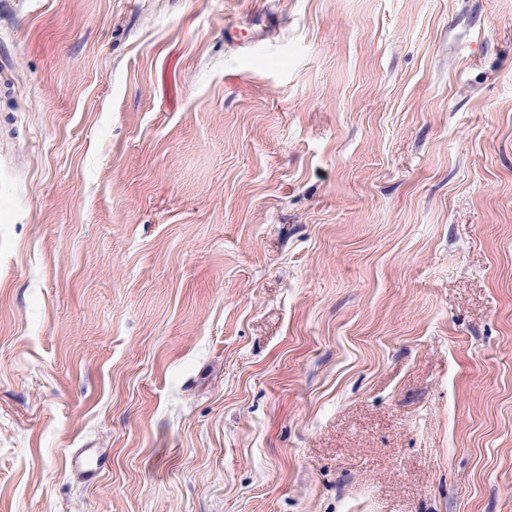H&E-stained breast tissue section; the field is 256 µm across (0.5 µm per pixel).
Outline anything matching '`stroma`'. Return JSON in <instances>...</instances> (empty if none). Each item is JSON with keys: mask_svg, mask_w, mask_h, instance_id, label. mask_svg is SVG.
<instances>
[{"mask_svg": "<svg viewBox=\"0 0 512 512\" xmlns=\"http://www.w3.org/2000/svg\"><path fill=\"white\" fill-rule=\"evenodd\" d=\"M0 512H512V0H0Z\"/></svg>", "mask_w": 512, "mask_h": 512, "instance_id": "35a3bbf8", "label": "stroma"}]
</instances>
